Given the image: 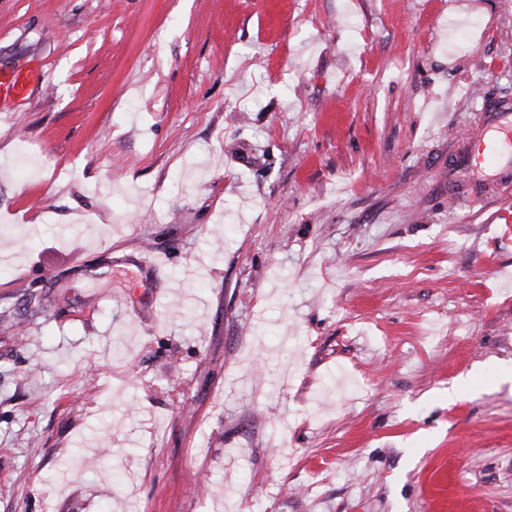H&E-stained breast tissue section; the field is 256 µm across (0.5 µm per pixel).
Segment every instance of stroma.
<instances>
[{
	"label": "stroma",
	"instance_id": "obj_1",
	"mask_svg": "<svg viewBox=\"0 0 512 512\" xmlns=\"http://www.w3.org/2000/svg\"><path fill=\"white\" fill-rule=\"evenodd\" d=\"M17 69L0 512H512V0H0ZM464 171L480 188L472 193L458 192L471 204L512 189V110L501 107L483 112L471 129L468 142L459 147L450 165Z\"/></svg>",
	"mask_w": 512,
	"mask_h": 512
}]
</instances>
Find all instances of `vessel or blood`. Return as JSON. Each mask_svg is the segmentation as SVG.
Returning a JSON list of instances; mask_svg holds the SVG:
<instances>
[{
  "mask_svg": "<svg viewBox=\"0 0 512 512\" xmlns=\"http://www.w3.org/2000/svg\"><path fill=\"white\" fill-rule=\"evenodd\" d=\"M31 80L22 71L0 74V99L24 97ZM451 166L464 171L476 187L465 196L469 203L479 204L489 196L512 191V109L482 113Z\"/></svg>",
  "mask_w": 512,
  "mask_h": 512,
  "instance_id": "obj_1",
  "label": "vessel or blood"
}]
</instances>
